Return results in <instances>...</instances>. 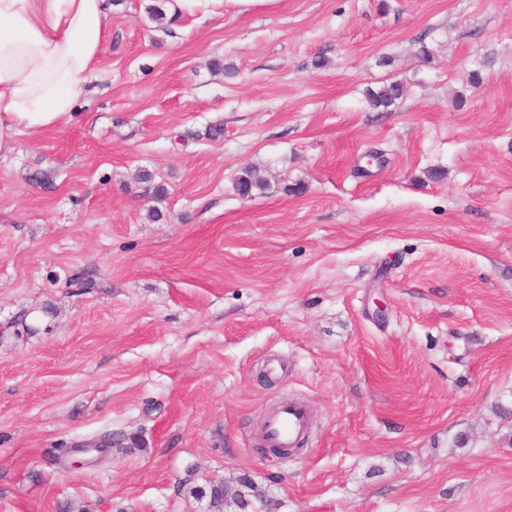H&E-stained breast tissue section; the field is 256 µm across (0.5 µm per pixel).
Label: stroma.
I'll list each match as a JSON object with an SVG mask.
<instances>
[{
	"instance_id": "obj_1",
	"label": "stroma",
	"mask_w": 512,
	"mask_h": 512,
	"mask_svg": "<svg viewBox=\"0 0 512 512\" xmlns=\"http://www.w3.org/2000/svg\"><path fill=\"white\" fill-rule=\"evenodd\" d=\"M154 2L0 157V512H512V0ZM404 89L401 84L392 83L383 86L378 91L370 92L369 97L375 108L383 107L384 109L394 105L403 95ZM310 418L303 404L288 400L279 405L266 423L268 445L275 448H296L310 428ZM224 482L222 480H215V483H210L206 487L194 490L198 498H206L208 501V512H224ZM219 488L216 489V487Z\"/></svg>"
}]
</instances>
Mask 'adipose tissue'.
Segmentation results:
<instances>
[{"mask_svg":"<svg viewBox=\"0 0 512 512\" xmlns=\"http://www.w3.org/2000/svg\"><path fill=\"white\" fill-rule=\"evenodd\" d=\"M112 9V0H0V157L19 135L72 116Z\"/></svg>","mask_w":512,"mask_h":512,"instance_id":"1","label":"adipose tissue"}]
</instances>
